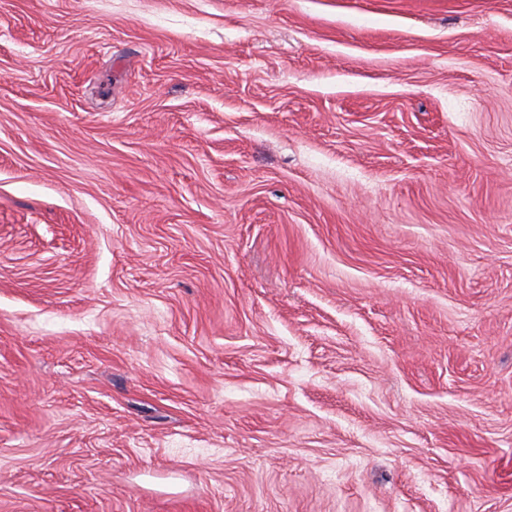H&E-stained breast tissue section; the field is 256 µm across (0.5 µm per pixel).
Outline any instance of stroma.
Masks as SVG:
<instances>
[{"instance_id": "1", "label": "stroma", "mask_w": 512, "mask_h": 512, "mask_svg": "<svg viewBox=\"0 0 512 512\" xmlns=\"http://www.w3.org/2000/svg\"><path fill=\"white\" fill-rule=\"evenodd\" d=\"M0 512H512V0H0Z\"/></svg>"}]
</instances>
